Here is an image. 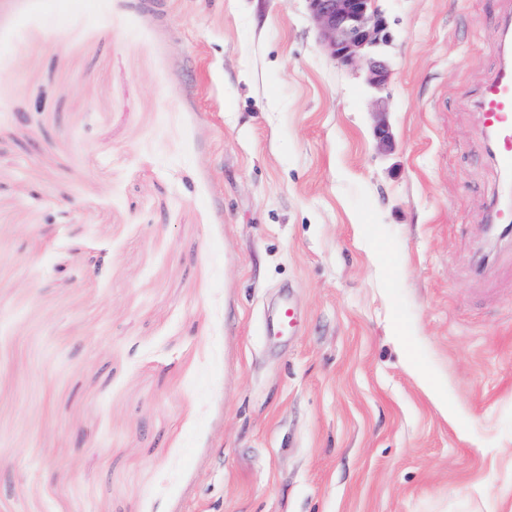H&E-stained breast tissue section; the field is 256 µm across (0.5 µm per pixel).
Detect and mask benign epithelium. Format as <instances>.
<instances>
[{
    "instance_id": "obj_1",
    "label": "benign epithelium",
    "mask_w": 512,
    "mask_h": 512,
    "mask_svg": "<svg viewBox=\"0 0 512 512\" xmlns=\"http://www.w3.org/2000/svg\"><path fill=\"white\" fill-rule=\"evenodd\" d=\"M330 57L337 65H367L365 82L382 92L391 77L385 50L392 43L390 25L379 0H307Z\"/></svg>"
}]
</instances>
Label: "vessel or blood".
Masks as SVG:
<instances>
[{"label": "vessel or blood", "mask_w": 512, "mask_h": 512, "mask_svg": "<svg viewBox=\"0 0 512 512\" xmlns=\"http://www.w3.org/2000/svg\"><path fill=\"white\" fill-rule=\"evenodd\" d=\"M496 31L501 61L482 85L475 105L503 180L512 179V13L500 17Z\"/></svg>", "instance_id": "b4317fda"}]
</instances>
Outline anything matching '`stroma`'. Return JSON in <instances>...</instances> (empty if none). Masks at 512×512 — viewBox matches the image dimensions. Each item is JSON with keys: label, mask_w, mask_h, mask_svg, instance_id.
<instances>
[{"label": "stroma", "mask_w": 512, "mask_h": 512, "mask_svg": "<svg viewBox=\"0 0 512 512\" xmlns=\"http://www.w3.org/2000/svg\"><path fill=\"white\" fill-rule=\"evenodd\" d=\"M379 6L377 112L306 0H0V512H512L501 0ZM496 31L501 61L482 85L475 105L495 165L503 182H508L512 179V5L511 12L500 17Z\"/></svg>", "instance_id": "35a3bbf8"}]
</instances>
